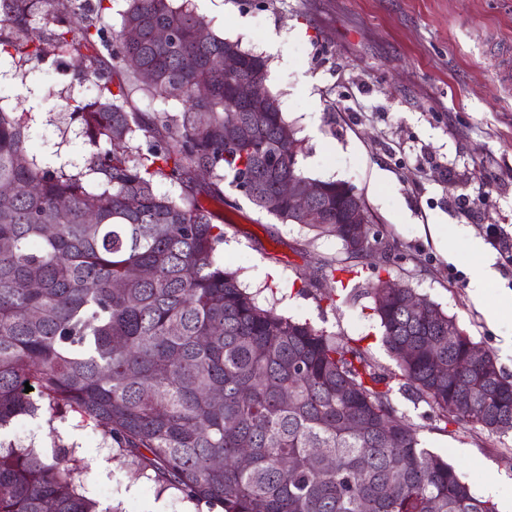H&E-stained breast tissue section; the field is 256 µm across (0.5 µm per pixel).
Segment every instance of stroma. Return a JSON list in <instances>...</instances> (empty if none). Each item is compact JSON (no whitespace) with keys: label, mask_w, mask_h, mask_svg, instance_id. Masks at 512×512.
I'll return each instance as SVG.
<instances>
[{"label":"stroma","mask_w":512,"mask_h":512,"mask_svg":"<svg viewBox=\"0 0 512 512\" xmlns=\"http://www.w3.org/2000/svg\"><path fill=\"white\" fill-rule=\"evenodd\" d=\"M213 31L239 41L268 63L270 90L302 141L303 170L342 180L361 193L370 229L389 253L359 260V281L389 278L426 295L489 349L512 375L503 354L512 315L489 326L469 295L470 240L489 227L512 233V0H191ZM79 85L76 60L29 62L0 58V107L23 114L25 147L39 162L83 170L88 147L79 122L62 106ZM488 198L477 217L465 216L456 196ZM224 220L218 256L240 272L259 302L278 314L310 321L359 340L381 372L395 363L367 295L348 296L322 279L325 261L344 251L335 238H316L298 224L259 212L240 191L226 188L210 203ZM453 238L446 251L441 235ZM306 272L298 281L297 272ZM335 302H328V295ZM399 416L424 447L444 456L473 492L512 512V433L478 427L435 429L427 406L393 393ZM24 438L0 439L44 455L60 448L81 459V491L104 512H195L175 490L159 491L132 477L102 432L73 413L28 418Z\"/></svg>","instance_id":"stroma-1"}]
</instances>
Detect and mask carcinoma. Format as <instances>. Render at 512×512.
I'll return each mask as SVG.
<instances>
[{
  "label": "carcinoma",
  "instance_id": "1",
  "mask_svg": "<svg viewBox=\"0 0 512 512\" xmlns=\"http://www.w3.org/2000/svg\"><path fill=\"white\" fill-rule=\"evenodd\" d=\"M103 2L0 0V54L78 59L96 90L73 109L90 147L76 174L42 167L22 117L0 107V429L66 409L132 475L208 512H497L403 423L356 340L274 313L219 260L224 225L201 195L222 202L228 184L298 223L278 184L308 175L264 93L266 59L173 0H125L118 30L102 25ZM137 96L181 110L141 112ZM228 123L245 135L228 141ZM160 180L180 193H158ZM325 220L308 230L349 260L370 256L336 208ZM370 294L405 395L446 425L512 431V377L489 352L470 360L479 343L454 317L426 298L411 312L408 286ZM82 472L64 450L48 460L0 445V512H99L78 491Z\"/></svg>",
  "mask_w": 512,
  "mask_h": 512
}]
</instances>
